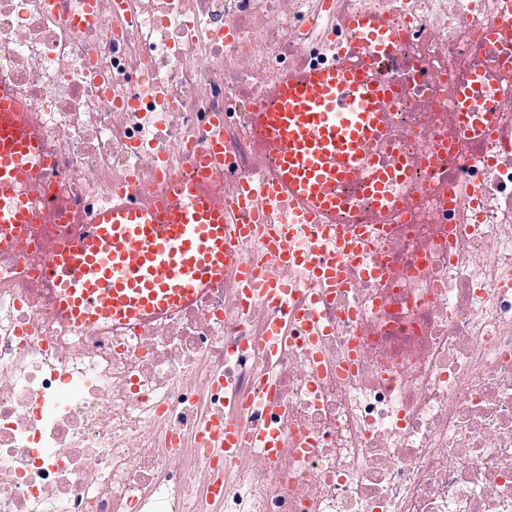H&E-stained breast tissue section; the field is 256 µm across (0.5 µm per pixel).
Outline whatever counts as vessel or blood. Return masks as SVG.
<instances>
[{"instance_id": "obj_1", "label": "vessel or blood", "mask_w": 512, "mask_h": 512, "mask_svg": "<svg viewBox=\"0 0 512 512\" xmlns=\"http://www.w3.org/2000/svg\"><path fill=\"white\" fill-rule=\"evenodd\" d=\"M496 8L499 23L454 61L438 101L399 80L416 61L402 54L404 34L389 10L374 0L338 10L345 38L327 60L289 66L262 90L248 116L257 165L235 193L224 189L223 144L214 136L191 153L188 176L116 191L93 223L73 225L71 240L53 231L60 217L44 179L40 128L0 80V252L20 257L36 239L45 258L39 277L60 317L81 329L160 323L224 286L280 308L267 327L280 345L299 329L327 335L331 325L305 295L328 301L377 279L382 267L366 251L373 236L417 215L427 197L455 209L472 192L452 168L424 186L412 178L427 156L396 149V101L411 99L425 131L459 159L479 161L490 139L512 136V58L503 53L512 46V0ZM356 194L365 209L353 204ZM298 224L315 227L311 244L296 239ZM201 439L218 471L242 448L272 456L281 443L278 431L232 411L206 422Z\"/></svg>"}]
</instances>
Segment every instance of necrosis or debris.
<instances>
[{
  "label": "necrosis or debris",
  "instance_id": "obj_1",
  "mask_svg": "<svg viewBox=\"0 0 512 512\" xmlns=\"http://www.w3.org/2000/svg\"><path fill=\"white\" fill-rule=\"evenodd\" d=\"M0 0V80L40 121L63 214L91 217L115 179L183 168L214 122L234 174L253 169L244 117L261 86L323 58L328 0ZM402 50L447 79L494 23L492 0H387ZM455 165L474 192L460 249L429 238L430 204L398 241L370 243L392 274L317 303L335 330L263 350L276 311L215 288L164 323L84 332L57 316L34 266L0 257V512H512V143L484 162L433 149L420 183ZM362 371L336 374L352 339ZM280 378L264 383L266 370ZM223 372L224 384L212 383ZM240 403L285 435L247 448L208 496L197 426Z\"/></svg>",
  "mask_w": 512,
  "mask_h": 512
}]
</instances>
